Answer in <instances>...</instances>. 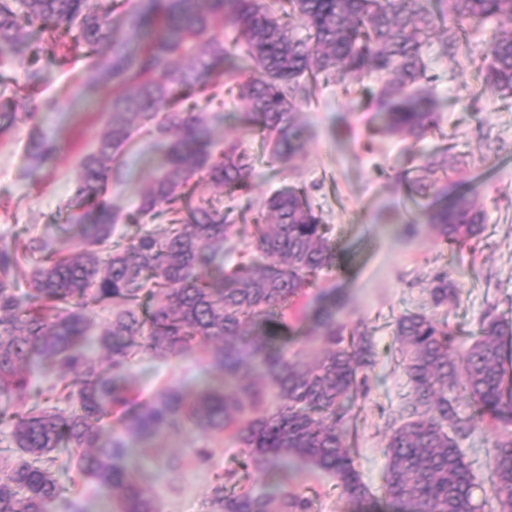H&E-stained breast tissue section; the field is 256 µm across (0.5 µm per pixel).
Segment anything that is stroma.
<instances>
[{"label": "stroma", "mask_w": 512, "mask_h": 512, "mask_svg": "<svg viewBox=\"0 0 512 512\" xmlns=\"http://www.w3.org/2000/svg\"><path fill=\"white\" fill-rule=\"evenodd\" d=\"M493 32L490 26L470 31L469 55L453 64L439 57L438 45L457 38L456 24L450 20L435 29L427 55L428 89L440 121L420 140L371 131L377 111L371 97L379 85L376 78L348 92L333 81L299 104L297 119L308 128L309 140L292 162L283 165L269 158L261 137L246 130L241 120L244 100L236 95L224 99L216 138L238 143L254 163L249 195L217 192L225 212L242 230L231 241L232 253L246 249L258 201L286 185L302 188L330 225L337 254L335 265L320 274L314 290L341 294L345 307L340 321L363 324L375 345V361L365 370L367 395L352 408L348 422L354 463L373 501L351 502L333 478L302 469L288 487L310 497L313 512H372L373 503L389 505L382 488L387 422L397 417L408 392L393 336L397 318L414 311L447 318L456 347L463 349L487 314L512 313V96L482 90L478 80ZM73 43V35L62 36L59 52L67 57L63 64L44 54L0 52V88L22 89L29 71L43 74L31 98L34 118L0 132V243L30 236L53 243L79 240L78 228L68 223L67 204L78 188L80 159L95 149L104 132L112 89L83 91L88 60L84 52L73 50ZM51 99L62 100L63 109L45 108ZM41 133L55 139L58 153L33 171L27 149ZM134 142L144 156L129 158V180L111 190L112 206L122 214L136 209L140 190L160 157L144 137L135 136ZM437 150L447 151L451 181L464 184L486 216L481 238L461 248L445 243L428 224L416 220L419 207L430 204L433 196L412 192L410 182L423 158ZM445 270L457 284L456 295L436 309L428 289L434 275ZM211 375L209 366L193 355L148 356L133 367L129 384L139 397L147 398L165 384L194 391ZM493 441V429L484 424L460 441L474 474L484 483L490 476ZM204 443L212 452L207 465L197 462L194 454ZM149 454L144 480L160 512H209L215 472L238 467L243 458L227 434L214 433L204 441L190 427L157 441Z\"/></svg>", "instance_id": "35a3bbf8"}]
</instances>
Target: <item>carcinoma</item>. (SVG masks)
Here are the masks:
<instances>
[{
  "label": "carcinoma",
  "instance_id": "cac0c4a2",
  "mask_svg": "<svg viewBox=\"0 0 512 512\" xmlns=\"http://www.w3.org/2000/svg\"><path fill=\"white\" fill-rule=\"evenodd\" d=\"M449 17L463 30L460 42L442 44L451 61L467 45L465 25L495 23L482 82L512 96V0H134L123 10H103L97 0H0L1 51L55 57L59 36L76 28L73 48L85 45L91 59L84 84L113 91L106 132L81 160L68 204L81 242L0 244V422L12 425L11 447L26 455L0 471V512H49L66 490L54 470L62 454L79 460L80 473L112 499V512H157L142 469L129 463L130 442L149 444L188 425L204 438L227 434L243 448L244 471L278 476L256 486L241 483L236 470L215 473L212 512H312L309 497L288 492V476L302 466L331 475L352 502L370 498L344 421L349 404L367 393L359 372L373 363L372 337L359 329L344 336L339 299L320 294L302 319L314 324L306 340L321 357L307 363L290 351L288 309L336 262L328 225L302 189L279 190L257 212L248 258L225 265L238 229L192 180L247 195L252 164L236 143L213 152L221 116L196 111L197 100L223 108L211 90L222 72L224 86L247 103L248 130L287 163L306 142L293 117L298 102L322 80L360 84L374 76L382 131L421 138L437 125L425 48L434 25ZM36 24L48 38L33 49L27 28ZM227 26L236 32L230 45L221 36ZM33 116H18L0 92V129ZM139 125L161 158L126 217L138 230L120 234L108 188L125 174ZM57 150L40 135L29 165L43 167ZM447 168L445 151L423 165L427 174ZM164 210L175 214L165 232L140 224ZM421 219L454 246L484 231L482 212L460 191L424 207ZM454 294L451 275L437 273L431 303ZM97 309L111 311L97 336L109 357L105 371L85 353ZM394 334L410 391L385 448L388 497L405 512H481L458 438L486 420L503 427L490 457L491 496L497 512H512V320L487 315L462 352L448 321L422 312L402 314ZM194 353L217 371L197 390L168 384L145 401L133 394V363ZM35 358L59 383L30 384L23 369ZM460 395L474 406L468 417L458 413ZM61 401L71 409H58Z\"/></svg>",
  "mask_w": 512,
  "mask_h": 512
}]
</instances>
